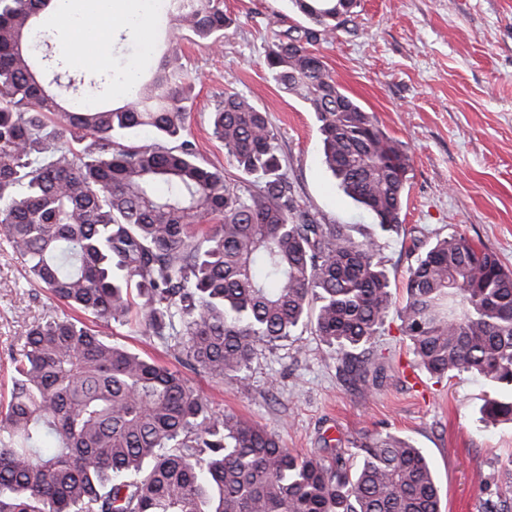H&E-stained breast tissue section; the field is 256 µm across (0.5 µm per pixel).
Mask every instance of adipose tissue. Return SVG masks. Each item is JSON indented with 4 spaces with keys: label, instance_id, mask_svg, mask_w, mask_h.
<instances>
[{
    "label": "adipose tissue",
    "instance_id": "obj_1",
    "mask_svg": "<svg viewBox=\"0 0 512 512\" xmlns=\"http://www.w3.org/2000/svg\"><path fill=\"white\" fill-rule=\"evenodd\" d=\"M151 0H56L57 8L33 34V41L62 40L65 51L83 62L87 51L107 53L113 37L134 33L141 54L152 49L149 35Z\"/></svg>",
    "mask_w": 512,
    "mask_h": 512
}]
</instances>
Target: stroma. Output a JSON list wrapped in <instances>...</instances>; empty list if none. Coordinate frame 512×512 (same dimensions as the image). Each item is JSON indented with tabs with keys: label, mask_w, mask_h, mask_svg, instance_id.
<instances>
[{
	"label": "stroma",
	"mask_w": 512,
	"mask_h": 512,
	"mask_svg": "<svg viewBox=\"0 0 512 512\" xmlns=\"http://www.w3.org/2000/svg\"><path fill=\"white\" fill-rule=\"evenodd\" d=\"M223 2L231 23L222 44H181L194 84L188 137L202 161L241 180L208 121L225 94L245 96L267 113L293 190L320 223L346 224L355 238L377 241L395 298H403L417 256L453 234L493 251L512 270V0H360L333 39L309 43L410 156L402 224L390 235L338 188L322 161L314 112L280 90L265 67L276 33L301 34L308 21L288 0ZM70 313L27 280L0 236V396L8 393L10 355L30 326ZM98 330L181 370L217 414L277 432L292 452L329 461L364 434L390 432L424 450L442 512H491L512 497V424L480 423V380L415 368L396 313L373 340L381 372L368 390L338 372L330 349L309 329L259 347L244 389L182 367L173 350L136 325Z\"/></svg>",
	"instance_id": "stroma-1"
}]
</instances>
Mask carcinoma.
<instances>
[{"mask_svg":"<svg viewBox=\"0 0 512 512\" xmlns=\"http://www.w3.org/2000/svg\"><path fill=\"white\" fill-rule=\"evenodd\" d=\"M315 25L268 46L272 79L315 113L323 163L386 233L398 231L410 158L301 43L335 35L337 0H290ZM54 0H0V231L29 279L96 321H135L184 363L243 385L258 348L311 328L365 389L390 311L431 375L472 374L483 423H512V272L462 235L410 268L401 305L372 238L322 224L292 193L267 114L236 93L212 137L252 181L233 185L186 138L193 83L178 42L109 109L45 82L30 41ZM174 28L223 42L221 0H169ZM147 127L156 142L127 146ZM0 408V512H441L411 440L366 434L352 462L302 457L187 380L72 317L32 325Z\"/></svg>","mask_w":512,"mask_h":512,"instance_id":"1","label":"carcinoma"}]
</instances>
